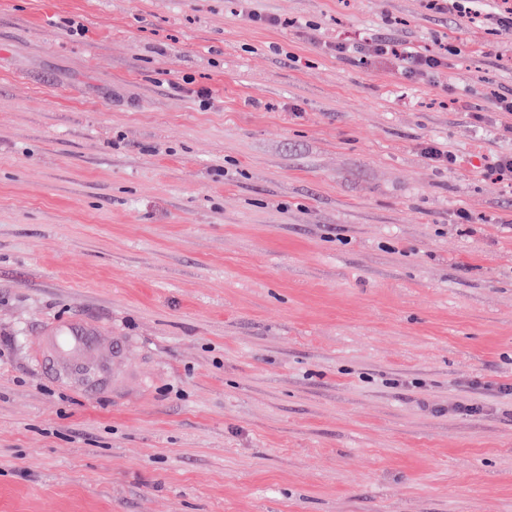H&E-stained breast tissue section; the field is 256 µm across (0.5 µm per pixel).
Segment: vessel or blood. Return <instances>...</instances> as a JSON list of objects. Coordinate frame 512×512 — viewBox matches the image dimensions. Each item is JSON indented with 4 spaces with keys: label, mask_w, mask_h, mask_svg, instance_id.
<instances>
[{
    "label": "vessel or blood",
    "mask_w": 512,
    "mask_h": 512,
    "mask_svg": "<svg viewBox=\"0 0 512 512\" xmlns=\"http://www.w3.org/2000/svg\"><path fill=\"white\" fill-rule=\"evenodd\" d=\"M103 338L94 325L68 320L50 325L35 340L33 355L53 379L88 393L108 389L116 376L122 345L101 351Z\"/></svg>",
    "instance_id": "b4317fda"
}]
</instances>
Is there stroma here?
Wrapping results in <instances>:
<instances>
[{
	"mask_svg": "<svg viewBox=\"0 0 512 512\" xmlns=\"http://www.w3.org/2000/svg\"><path fill=\"white\" fill-rule=\"evenodd\" d=\"M496 6L0 0V512H512ZM66 318L128 389L42 372ZM482 0H430L428 8L441 14H453L459 17L480 15ZM374 55L392 59L409 76L439 74L448 66V58L441 54L422 53L410 46L398 50L393 42L386 40L376 45Z\"/></svg>",
	"mask_w": 512,
	"mask_h": 512,
	"instance_id": "1",
	"label": "stroma"
}]
</instances>
